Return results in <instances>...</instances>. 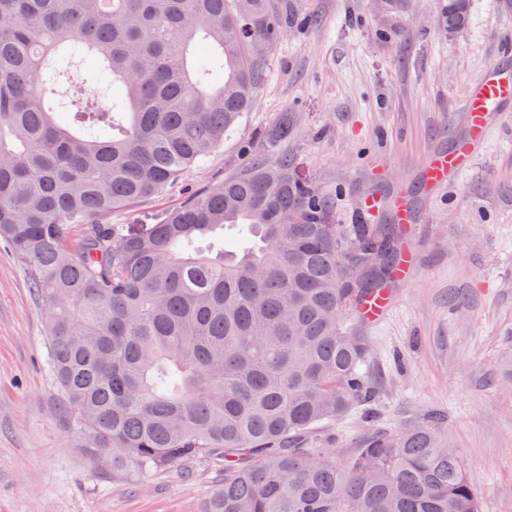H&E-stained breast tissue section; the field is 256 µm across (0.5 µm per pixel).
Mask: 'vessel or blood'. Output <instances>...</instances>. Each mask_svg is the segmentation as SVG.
<instances>
[{
    "label": "vessel or blood",
    "instance_id": "obj_1",
    "mask_svg": "<svg viewBox=\"0 0 512 512\" xmlns=\"http://www.w3.org/2000/svg\"><path fill=\"white\" fill-rule=\"evenodd\" d=\"M512 101V68L497 64L486 68L473 82L464 110L469 123V138L446 154H431L425 159L424 174L430 187L445 189L448 176L467 171L473 161V146L485 139L488 115L500 112L504 102Z\"/></svg>",
    "mask_w": 512,
    "mask_h": 512
}]
</instances>
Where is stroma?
<instances>
[{"label":"stroma","mask_w":512,"mask_h":512,"mask_svg":"<svg viewBox=\"0 0 512 512\" xmlns=\"http://www.w3.org/2000/svg\"><path fill=\"white\" fill-rule=\"evenodd\" d=\"M447 3L288 0V29L238 132L164 195L112 221L153 223L258 155H292L298 176L335 194L340 224L354 223L366 195L405 194L415 274L394 286L389 317L364 330L377 421L399 431L440 414L481 512H512V102L445 191H429L422 172L428 154L467 138L463 103L485 67L507 60L512 0H470L454 35ZM286 115L295 132L281 142L273 132ZM45 317L26 264L0 242V512H202L224 483L220 464L142 477L85 446L60 414ZM366 430L357 405L313 444L341 467Z\"/></svg>","instance_id":"obj_1"}]
</instances>
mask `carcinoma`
Returning <instances> with one entry per match:
<instances>
[{
    "label": "carcinoma",
    "instance_id": "obj_1",
    "mask_svg": "<svg viewBox=\"0 0 512 512\" xmlns=\"http://www.w3.org/2000/svg\"><path fill=\"white\" fill-rule=\"evenodd\" d=\"M467 17L448 0V30ZM287 27L271 0H0V240L47 308L62 414L114 465L224 463L208 512H480L435 413L370 426L344 468L305 447L373 399L345 318L390 282L400 225L336 223L288 154L112 223L224 144ZM225 229L246 245L201 248Z\"/></svg>",
    "mask_w": 512,
    "mask_h": 512
}]
</instances>
